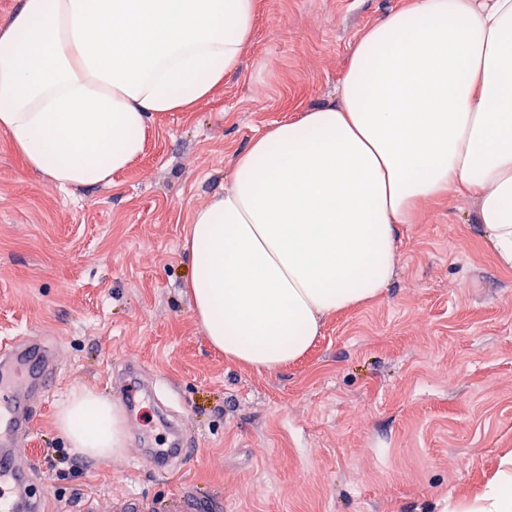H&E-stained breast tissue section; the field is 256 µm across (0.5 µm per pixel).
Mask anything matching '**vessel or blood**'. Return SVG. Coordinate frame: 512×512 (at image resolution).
Segmentation results:
<instances>
[{"label": "vessel or blood", "instance_id": "obj_1", "mask_svg": "<svg viewBox=\"0 0 512 512\" xmlns=\"http://www.w3.org/2000/svg\"><path fill=\"white\" fill-rule=\"evenodd\" d=\"M52 383L49 356L34 338L12 345L0 361V413L8 426L0 431V512H39L23 461L21 438L30 431L40 397Z\"/></svg>", "mask_w": 512, "mask_h": 512}]
</instances>
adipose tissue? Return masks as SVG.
<instances>
[{
  "label": "adipose tissue",
  "instance_id": "adipose-tissue-1",
  "mask_svg": "<svg viewBox=\"0 0 512 512\" xmlns=\"http://www.w3.org/2000/svg\"><path fill=\"white\" fill-rule=\"evenodd\" d=\"M258 0H20L0 23V133L60 189L111 183L156 118L191 112L240 65ZM468 192L512 268V0H410L350 46L334 99L259 131L183 238L192 312L231 363L302 357L329 315L389 288L399 227ZM73 452L124 449L111 403L71 391ZM448 512H512V452Z\"/></svg>",
  "mask_w": 512,
  "mask_h": 512
}]
</instances>
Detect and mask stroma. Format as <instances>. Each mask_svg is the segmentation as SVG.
I'll return each mask as SVG.
<instances>
[{"label": "stroma", "instance_id": "1", "mask_svg": "<svg viewBox=\"0 0 512 512\" xmlns=\"http://www.w3.org/2000/svg\"><path fill=\"white\" fill-rule=\"evenodd\" d=\"M404 0H258L235 72L192 112L157 118L141 158L95 188L61 190L0 134V341L42 337L58 372L24 440L44 512L137 494L148 512L191 494L222 512H441L512 448V269L473 223L472 200L424 204L402 225L381 298L329 317L297 362L259 373L210 345L183 292L192 211L274 122L333 98L350 45ZM136 369L155 387L125 416V451L56 449L74 388L116 400ZM164 405L194 454L158 472Z\"/></svg>", "mask_w": 512, "mask_h": 512}]
</instances>
